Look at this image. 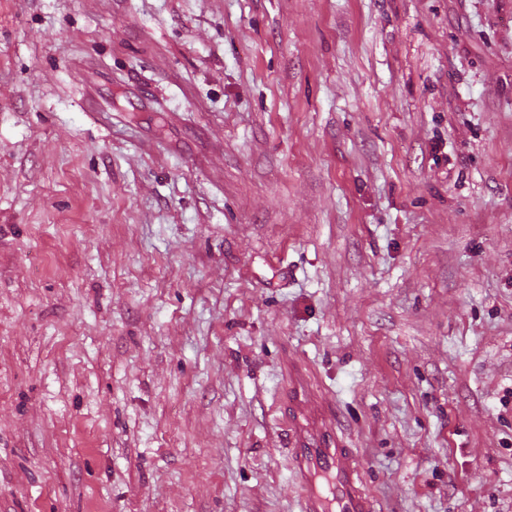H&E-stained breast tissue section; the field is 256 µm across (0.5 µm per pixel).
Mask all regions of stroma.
Segmentation results:
<instances>
[{
    "instance_id": "35a3bbf8",
    "label": "stroma",
    "mask_w": 512,
    "mask_h": 512,
    "mask_svg": "<svg viewBox=\"0 0 512 512\" xmlns=\"http://www.w3.org/2000/svg\"><path fill=\"white\" fill-rule=\"evenodd\" d=\"M292 366L512 512V0H0V512H300Z\"/></svg>"
}]
</instances>
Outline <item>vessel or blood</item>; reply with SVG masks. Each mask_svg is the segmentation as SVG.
I'll use <instances>...</instances> for the list:
<instances>
[{
    "label": "vessel or blood",
    "instance_id": "1",
    "mask_svg": "<svg viewBox=\"0 0 512 512\" xmlns=\"http://www.w3.org/2000/svg\"><path fill=\"white\" fill-rule=\"evenodd\" d=\"M309 387L295 377L288 400L297 410L293 422L292 461L302 490V512H374L359 464L341 448L335 428L325 422V409L304 413Z\"/></svg>",
    "mask_w": 512,
    "mask_h": 512
}]
</instances>
